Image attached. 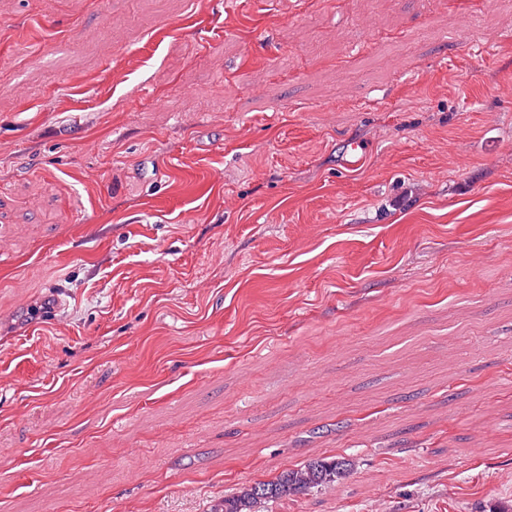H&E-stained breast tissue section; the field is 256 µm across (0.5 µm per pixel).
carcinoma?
Segmentation results:
<instances>
[{"label":"carcinoma","instance_id":"carcinoma-1","mask_svg":"<svg viewBox=\"0 0 512 512\" xmlns=\"http://www.w3.org/2000/svg\"><path fill=\"white\" fill-rule=\"evenodd\" d=\"M348 472V461L341 455L314 459L296 469L281 472L271 480H257L243 494L215 502L210 512H252L260 503L294 496L311 488L331 483Z\"/></svg>","mask_w":512,"mask_h":512}]
</instances>
